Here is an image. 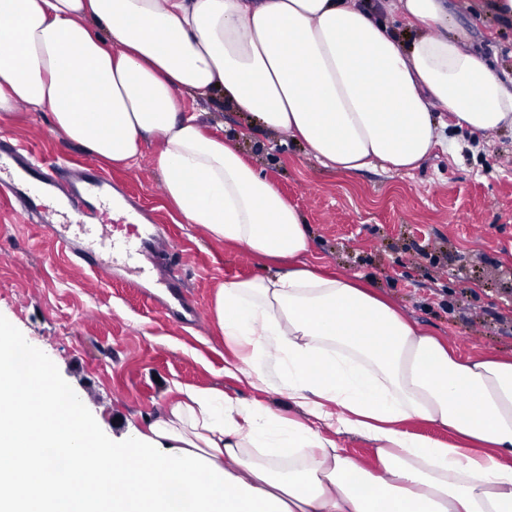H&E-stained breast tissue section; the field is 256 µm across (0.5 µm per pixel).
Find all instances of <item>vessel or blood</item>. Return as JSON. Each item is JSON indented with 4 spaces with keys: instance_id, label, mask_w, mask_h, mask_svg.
<instances>
[{
    "instance_id": "vessel-or-blood-1",
    "label": "vessel or blood",
    "mask_w": 512,
    "mask_h": 512,
    "mask_svg": "<svg viewBox=\"0 0 512 512\" xmlns=\"http://www.w3.org/2000/svg\"><path fill=\"white\" fill-rule=\"evenodd\" d=\"M118 188L98 169L67 171L24 154L10 141H0V194L26 221L47 225L60 250L97 274H107L105 253L122 249L136 255L137 275L155 264L161 238L145 235L137 225L125 226L123 238L112 234V202Z\"/></svg>"
}]
</instances>
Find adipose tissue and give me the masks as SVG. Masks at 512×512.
<instances>
[{"mask_svg":"<svg viewBox=\"0 0 512 512\" xmlns=\"http://www.w3.org/2000/svg\"><path fill=\"white\" fill-rule=\"evenodd\" d=\"M394 10L418 29L410 47L384 20ZM453 25L445 0H0V112H49L109 166L156 139L184 223L262 262L211 302L224 374L255 397L178 386L124 447L0 333V512H512V356H461L311 264L296 207L185 109L246 113L342 174L407 173L457 149L436 111L482 135L512 126V88ZM272 388L292 414L262 400ZM412 419L462 442L411 433ZM341 435L374 442V469Z\"/></svg>","mask_w":512,"mask_h":512,"instance_id":"1","label":"adipose tissue"}]
</instances>
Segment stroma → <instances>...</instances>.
<instances>
[{
  "mask_svg": "<svg viewBox=\"0 0 512 512\" xmlns=\"http://www.w3.org/2000/svg\"><path fill=\"white\" fill-rule=\"evenodd\" d=\"M466 48L503 81L512 80V26L448 0ZM193 106L207 127L237 137L242 156L304 216L311 260L363 275L377 293L446 338L460 354L512 352V128L484 137L448 128L462 148H435L420 167H376L351 175L323 168L298 142L248 128L246 116ZM0 136L38 159L70 167L92 163L54 128L49 113H0ZM158 150L148 142L137 165L105 167L114 183L161 225L169 248L163 271L176 273L196 304V321L166 317L154 301L158 280L134 285L121 265L108 278L59 256L48 229L26 224L0 197V325L22 337L85 410L101 438L124 444L176 397V385L253 392L224 375V341L210 311L215 286L258 274L261 262L181 223L167 204Z\"/></svg>",
  "mask_w": 512,
  "mask_h": 512,
  "instance_id": "35a3bbf8",
  "label": "stroma"
}]
</instances>
